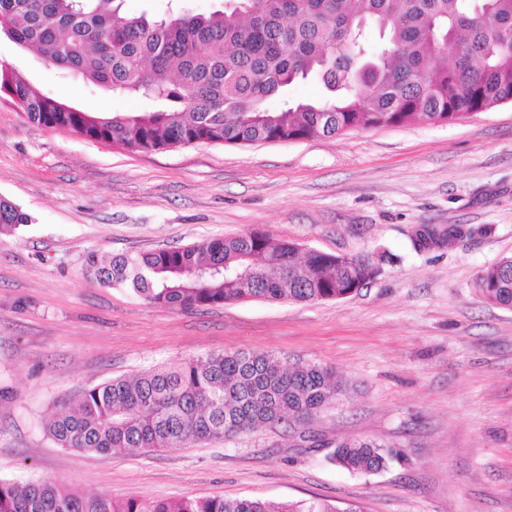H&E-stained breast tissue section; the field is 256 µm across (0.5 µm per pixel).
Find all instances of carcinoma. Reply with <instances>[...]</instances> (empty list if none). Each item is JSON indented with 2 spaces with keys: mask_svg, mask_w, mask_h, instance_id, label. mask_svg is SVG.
<instances>
[{
  "mask_svg": "<svg viewBox=\"0 0 512 512\" xmlns=\"http://www.w3.org/2000/svg\"><path fill=\"white\" fill-rule=\"evenodd\" d=\"M115 0H0V31L47 65L104 91L146 99L151 112L65 108L0 63V98L28 123L150 152L198 140L217 145L274 138H334L415 120L461 121L512 103V0H233L209 15L152 20ZM378 30L380 41L371 39ZM320 85L315 100L266 107L288 87ZM29 216L0 197V233ZM87 271L109 287L188 310L240 300H338L376 278L370 254L348 258L257 232L120 256ZM487 303L512 308V258L479 272ZM332 368H286L273 353H211L113 378L61 404L46 431L60 447L185 448L261 425H303L333 404ZM397 457L370 439L336 443L331 459L372 473ZM0 512H362L321 499L272 506L261 499L187 496L115 499L41 481L0 479Z\"/></svg>",
  "mask_w": 512,
  "mask_h": 512,
  "instance_id": "1",
  "label": "carcinoma"
}]
</instances>
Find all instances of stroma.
Listing matches in <instances>:
<instances>
[{
	"mask_svg": "<svg viewBox=\"0 0 512 512\" xmlns=\"http://www.w3.org/2000/svg\"><path fill=\"white\" fill-rule=\"evenodd\" d=\"M91 112L150 103L63 77L0 34V62ZM0 196L31 217L0 235V479L86 494L282 502L364 512H512V309L479 271L512 257V103L458 123L413 122L334 139L130 151L37 128L0 99ZM419 224L465 234L414 250ZM254 231L300 250L388 252L339 300H247L193 310L100 284L113 257ZM271 352L333 368L342 393L292 435L262 426L177 450L59 447L60 402L115 377L212 352ZM400 453L354 474L336 441Z\"/></svg>",
	"mask_w": 512,
	"mask_h": 512,
	"instance_id": "35a3bbf8",
	"label": "stroma"
}]
</instances>
